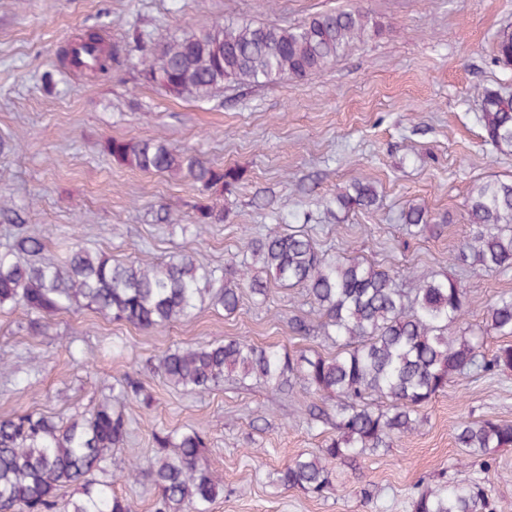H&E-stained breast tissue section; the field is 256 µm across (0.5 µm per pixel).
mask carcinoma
Here are the masks:
<instances>
[{
	"instance_id": "cac0c4a2",
	"label": "carcinoma",
	"mask_w": 512,
	"mask_h": 512,
	"mask_svg": "<svg viewBox=\"0 0 512 512\" xmlns=\"http://www.w3.org/2000/svg\"><path fill=\"white\" fill-rule=\"evenodd\" d=\"M376 28L361 9L317 13L293 26L228 21L202 34L152 46L139 38L140 64L155 81L177 97L208 98L224 85L260 86L288 78L302 80L325 70L354 42ZM85 40L96 55L87 68L106 77L121 63L116 46L103 47L95 33ZM498 64L512 68V28L496 38ZM480 122L485 141L512 152V94L486 89ZM106 150L112 159L144 172L184 174L201 193L224 191L240 178L234 168H218L193 154L155 139L114 138ZM377 202L370 183L352 181L327 204L368 209ZM469 222L476 226L455 250L454 258L485 272L512 268V180L475 184L467 202ZM407 228L430 223L428 213L412 205L400 216ZM224 222V211L197 207L196 230ZM44 249L42 235L28 224L12 225V245L0 252V310L21 309L33 315L27 330L43 333L46 321L73 308H91L112 321L145 330H159L191 317L209 301L228 314L240 306L246 288L260 302L268 282L300 286L310 312L291 320L304 338L315 335L336 345V354L290 352L258 346L244 339L179 347L165 352L159 370L172 386L203 394L235 376L277 391L300 386L324 402L336 401L335 415L314 405L307 411L312 427L329 425L335 434L316 454L300 455L278 472L285 490L302 489L317 497L334 488L336 462L374 453L414 431L419 410L448 387L456 376L512 371V343L500 345L491 357L482 352L483 333L467 322L469 301L463 288L448 277L413 274L405 288L403 273L358 257L329 254L304 230H270L248 241L250 259L232 264L233 277L199 265L181 252L153 266L112 259L80 242L68 247L60 262L36 259ZM487 328L512 337V293L486 305ZM112 391L143 411L153 396L127 374ZM130 420L108 401L66 424L36 411L0 418V512H55L58 491L80 484V496L67 512H134L117 495L114 483L91 475L102 469L112 449L123 445ZM155 447L170 455L148 466L131 463L120 471L126 480L148 478L158 490L156 512H208L224 493L206 456L207 441L196 429L158 431ZM459 447L491 455L512 447V423L481 419L464 421L456 433ZM485 489L466 481L419 493L413 512H478Z\"/></svg>"
}]
</instances>
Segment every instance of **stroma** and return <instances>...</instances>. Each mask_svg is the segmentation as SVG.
Listing matches in <instances>:
<instances>
[{"label": "stroma", "mask_w": 512, "mask_h": 512, "mask_svg": "<svg viewBox=\"0 0 512 512\" xmlns=\"http://www.w3.org/2000/svg\"><path fill=\"white\" fill-rule=\"evenodd\" d=\"M355 6L372 14L377 32L300 81L232 86L196 100L139 75L134 39L142 32L162 41L228 19L290 26ZM91 26L128 51L103 78L58 64L60 47ZM510 26L512 0H0V207L40 231L41 258L54 262L76 239L113 259L155 264L188 252L224 269L242 259L246 238L280 223L300 226L327 252L458 279L469 323L484 325L486 304L512 293V270L488 274L448 258L473 231L472 186L512 178V153L487 145L479 122L483 90L512 91V69L495 61L496 35ZM115 138L163 139L238 169L241 179L206 198L184 176L113 161L106 145ZM355 179L375 186V206L326 207ZM206 199L223 208L224 221L198 234L196 207ZM411 204L440 228L410 233L400 213ZM269 289L266 304L246 294L227 315L205 303L163 330L81 308L33 336L26 312L0 310V418L35 410L69 421L133 373L154 406L145 413L117 400L131 432L108 471L155 455L154 431L199 429L224 484L209 512H412L418 492L461 479L485 488L484 512H512V448L476 456L454 441L465 420L512 422V372L451 379L421 409L416 431L336 464V489L321 497L276 482L284 464L318 453L329 436L302 414L313 395L231 379L193 394L166 382L158 358L178 346L245 338L291 352H335L334 344L294 333L291 318L310 308L303 288ZM116 343L122 352H113Z\"/></svg>", "instance_id": "1"}]
</instances>
